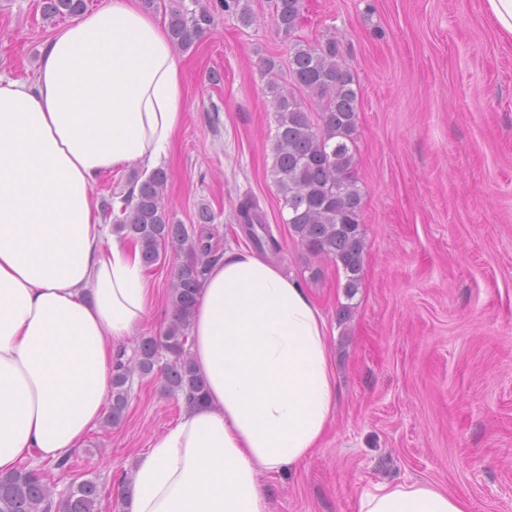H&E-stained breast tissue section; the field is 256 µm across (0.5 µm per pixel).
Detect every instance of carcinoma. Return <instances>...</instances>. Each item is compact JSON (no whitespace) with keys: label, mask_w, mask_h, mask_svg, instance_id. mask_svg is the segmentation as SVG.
I'll use <instances>...</instances> for the list:
<instances>
[{"label":"carcinoma","mask_w":512,"mask_h":512,"mask_svg":"<svg viewBox=\"0 0 512 512\" xmlns=\"http://www.w3.org/2000/svg\"><path fill=\"white\" fill-rule=\"evenodd\" d=\"M273 2L274 21L289 37L301 22L303 0ZM85 6V0H44L43 15L77 16ZM214 8L238 15L245 25L252 21L248 5L241 0H217ZM213 20L208 7L189 9L184 0H173L168 13L172 44L189 48ZM264 72L270 76L268 89L275 103L271 173L281 209L288 212L284 223L309 255L343 272V293L351 300L361 287L367 253L361 189L353 174L359 102L354 76L340 60L333 39L292 43L288 80L283 83L274 60H266ZM303 94L318 103L319 119L312 120L301 101ZM166 182L167 173L156 169L141 183H133L114 218L116 232L140 247L144 266L155 264L168 245L182 257L169 286L172 312L164 334L142 337L135 362L115 361L107 426L121 421L128 406V383L136 373L147 376L160 371L165 391L190 406L205 400V382L185 344L202 281L218 256L209 243L191 239L185 225L174 223L163 208ZM237 222L257 250L280 251L279 240L253 199L239 203ZM99 503L100 489L93 479L57 493L27 469L0 476V512H99Z\"/></svg>","instance_id":"obj_1"}]
</instances>
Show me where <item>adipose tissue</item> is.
<instances>
[{
  "label": "adipose tissue",
  "mask_w": 512,
  "mask_h": 512,
  "mask_svg": "<svg viewBox=\"0 0 512 512\" xmlns=\"http://www.w3.org/2000/svg\"><path fill=\"white\" fill-rule=\"evenodd\" d=\"M184 118L180 63L138 0L53 34L34 80L0 75V474L60 460L105 414L113 350L151 316L140 249L93 185L153 168ZM326 319L297 278L246 249L213 263L190 326L207 383L137 454L122 512H270L261 474L304 463L337 414ZM358 512H470L431 482L382 483Z\"/></svg>",
  "instance_id": "adipose-tissue-1"
}]
</instances>
